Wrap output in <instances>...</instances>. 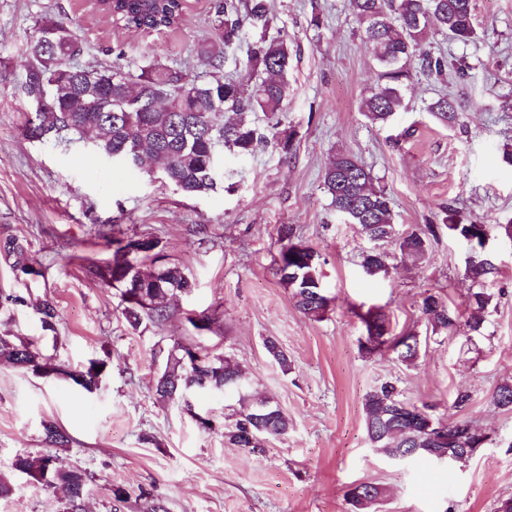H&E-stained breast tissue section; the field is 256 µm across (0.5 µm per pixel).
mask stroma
Segmentation results:
<instances>
[{"instance_id": "obj_1", "label": "stroma", "mask_w": 512, "mask_h": 512, "mask_svg": "<svg viewBox=\"0 0 512 512\" xmlns=\"http://www.w3.org/2000/svg\"><path fill=\"white\" fill-rule=\"evenodd\" d=\"M214 4L188 0L178 25L135 31L113 22L96 0H0V240L18 238L34 269L14 277L0 255V291L20 298L0 309V331L73 369L107 362L90 393L0 364V475L14 488L0 498V512H62L61 491L12 468L16 455L47 450L60 466L89 474L84 512H349L345 494L359 482L387 489L377 512H494L512 496V411L491 402L496 386L512 379V242L494 238L486 250L498 275L487 285L493 299L482 336L471 337L463 322L432 330L419 306L433 294L467 312L470 246L449 236V211L512 221V164L504 160L512 153V0H473L472 42L428 33L448 70L417 74L405 89L406 109L384 125L362 110L380 69L362 45L349 0H271L292 53L281 128L292 133L293 148L286 157L225 154L231 194L187 196L160 174L112 167L88 143L23 136L24 61L37 19L63 21L78 35L87 47L82 65L160 63L204 81L209 71L197 50L211 33ZM443 94L459 105L451 126L428 110ZM339 151L354 155L388 194L398 231L431 228L426 261L383 242L388 276L364 273L368 242L336 216L322 186ZM283 224L320 256L330 299L322 318L297 311L276 273ZM116 230L153 236L167 263L194 281L190 294L171 301L162 325L132 329L119 289L95 274L112 256ZM45 301L56 313L51 329L37 310ZM376 310L392 334L418 338L413 364L362 350L363 317ZM205 315L210 329L194 328ZM268 339L286 352L288 369L271 359ZM176 340L231 355L249 375L251 398L270 399L287 414V436L269 439L260 456L225 443L232 397L220 390L195 391L186 405L159 403L154 380ZM385 381L442 419L451 416L456 391H470L466 415L489 445L452 466L399 463L376 451L362 400ZM199 414L214 428L201 429ZM46 420L65 431L67 447L48 448Z\"/></svg>"}]
</instances>
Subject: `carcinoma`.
Wrapping results in <instances>:
<instances>
[{
    "label": "carcinoma",
    "instance_id": "carcinoma-1",
    "mask_svg": "<svg viewBox=\"0 0 512 512\" xmlns=\"http://www.w3.org/2000/svg\"><path fill=\"white\" fill-rule=\"evenodd\" d=\"M349 6L361 30V40L381 68L379 81L362 103L363 112L373 123L384 124L405 108L403 87L412 77L410 63L419 61V69L440 77L448 70V59L427 47L425 33L432 30L449 39L468 43L476 36L472 0H349ZM112 18L128 29L162 30L181 20L182 0H111ZM273 16L269 0H224L215 10L212 36L200 47L202 62L211 69L210 79L199 83L180 71L155 64L135 74L115 61L102 67L73 65L70 59L83 52L78 36L55 20H39L27 49L26 78L23 92L29 96L46 92L52 105L40 112L24 113L23 133L31 141L38 137L70 141L90 126L94 132L93 150L98 156L124 155L126 168L146 165L149 160L161 165L163 177L187 196H199L217 187L211 171L213 148L227 149L246 158L259 151L290 154L293 137L280 130L288 107L290 83L288 70L291 53L281 31L270 33ZM258 32L242 61L239 79L223 74L225 48L236 42L246 29ZM428 110L443 123H453L457 115L454 101L443 96ZM231 113L235 118L224 119ZM323 188L336 215L358 226L371 241L396 240L401 253L420 261L427 252V234L423 229L396 233L390 198L372 186L369 171L350 153L339 151L323 175ZM448 231L470 242L473 254L465 264V276L477 287L468 297L469 328L481 332L488 314L491 295L486 284L497 268L482 252L483 240L495 232L512 239V224H489L482 220L464 223L456 213L448 214ZM281 248L277 272L282 284L291 289L295 308L310 318H320L328 300L317 297L322 291V270L317 252L294 240L293 229L280 228ZM159 241L147 236H112V259L100 267L99 277L107 285L122 286V314L134 329L144 320L161 324L168 318L171 296L193 287L183 268L167 266L162 270L147 265L149 250ZM0 252L12 261L13 269L29 275L32 266L24 245L15 238L0 242ZM360 265L369 276L388 273L384 254L375 249L361 253ZM139 292L149 300L148 307L131 304L126 294ZM420 311L432 327L450 329L459 320L457 311L447 307L438 296L423 297ZM367 343L371 352L390 350L399 360L411 362L417 355L413 336H392L389 321L382 312L367 320ZM185 344L176 341L168 351L166 363L155 380V394L163 403L183 402L195 390L210 387L239 395V409L232 422L224 425V440L251 454L264 452L257 437L288 434V416L278 406L268 404L264 413L247 401L246 386L232 378L239 364L224 355L217 361L190 366L183 362ZM6 363L36 375L53 376L71 382L86 392L97 389L104 360H92L82 371L44 357L30 344L0 335V364ZM472 401L470 392H456L454 417L442 421L400 398L396 386L385 382L364 397L363 410L367 438L376 450L389 456L402 448L416 449V456L434 458L447 448H459L464 458L479 454L488 436L464 417ZM498 408L512 410V380L500 383L492 394ZM447 430L448 442L439 443L426 431L428 422ZM46 443L62 447L65 434L52 423H43ZM12 468L47 489L60 490L63 512H83L87 494V473L78 468L56 466L50 453H22L15 456ZM386 490L374 483L362 482L346 492L350 512H371L385 497Z\"/></svg>",
    "mask_w": 512,
    "mask_h": 512
}]
</instances>
